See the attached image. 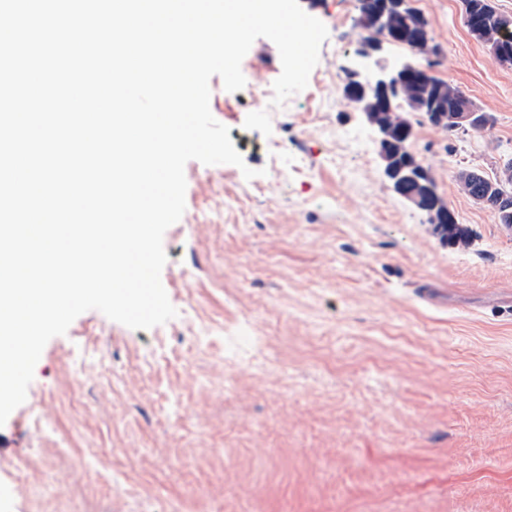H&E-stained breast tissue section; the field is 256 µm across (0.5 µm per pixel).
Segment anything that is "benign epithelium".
<instances>
[{"label": "benign epithelium", "instance_id": "7a95c632", "mask_svg": "<svg viewBox=\"0 0 512 512\" xmlns=\"http://www.w3.org/2000/svg\"><path fill=\"white\" fill-rule=\"evenodd\" d=\"M468 24L473 35L487 40L493 60L505 61L512 55L511 16L500 15L496 24L490 26L485 23L483 16L473 14L468 17ZM370 26L374 30L373 38L358 43L354 49V55L367 61V65L364 68L347 67L348 79L343 88L344 97L356 111L363 113L368 124L377 131L384 173L394 192L426 213L429 223L433 224L434 232L442 239L455 241L464 238L466 233L456 224L455 218L448 215V207L442 204L432 176L408 149L405 131L379 123V113L366 111V103L370 97L376 105H391V94L398 92L408 78L418 84L429 83V80L420 75V68L411 65L407 59L391 65L386 58L379 56L383 44L402 36L396 33L385 13H376L370 20ZM402 37L415 48H422L427 44V33L422 28L411 30ZM489 120V115H480L470 104L451 116V121L459 127H478L487 124ZM496 183L500 198H507V193L512 192V159L498 168Z\"/></svg>", "mask_w": 512, "mask_h": 512}]
</instances>
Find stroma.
I'll return each mask as SVG.
<instances>
[{"label": "stroma", "mask_w": 512, "mask_h": 512, "mask_svg": "<svg viewBox=\"0 0 512 512\" xmlns=\"http://www.w3.org/2000/svg\"><path fill=\"white\" fill-rule=\"evenodd\" d=\"M413 5L432 74L493 118L410 117L466 239L391 189L341 93L356 0H318L328 37L283 106L267 38L241 90L210 80L244 164L185 166L163 237L176 317L134 330L89 310L45 345L0 425L7 512H512V229L456 180L512 158V68L460 0Z\"/></svg>", "instance_id": "35a3bbf8"}]
</instances>
